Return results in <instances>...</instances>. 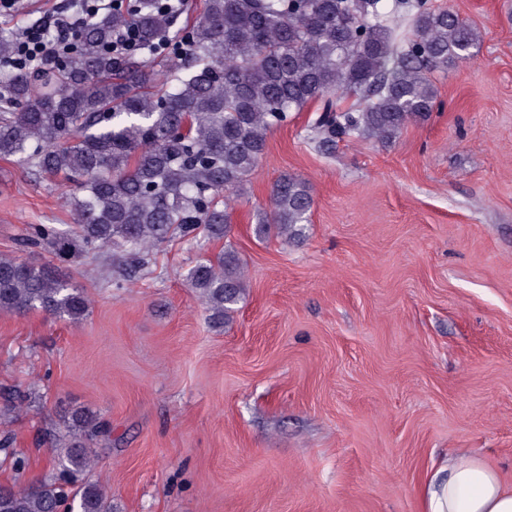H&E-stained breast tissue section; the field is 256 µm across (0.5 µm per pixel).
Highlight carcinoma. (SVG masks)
I'll return each instance as SVG.
<instances>
[{
    "instance_id": "carcinoma-1",
    "label": "carcinoma",
    "mask_w": 512,
    "mask_h": 512,
    "mask_svg": "<svg viewBox=\"0 0 512 512\" xmlns=\"http://www.w3.org/2000/svg\"><path fill=\"white\" fill-rule=\"evenodd\" d=\"M412 35L387 20L379 0H204L182 29L160 0L95 15L74 31V51L50 69L0 73V158L15 159L74 186L65 203L70 232L28 224L24 247L62 260L113 245L141 271L176 234L224 251L190 267L186 280L220 324L244 296L243 261L230 240V197L248 179L268 132L319 102L321 147L349 136L396 141L432 116L429 74L475 56L481 33L426 0H405ZM134 25L132 51L114 55L112 37ZM356 104L342 108L341 96ZM258 236L303 235L312 195L282 175ZM89 298L49 265L0 255V312L83 319ZM75 432L56 471L0 485V512H114L97 481L90 442L104 433L93 415H73Z\"/></svg>"
}]
</instances>
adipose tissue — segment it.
Listing matches in <instances>:
<instances>
[{
	"mask_svg": "<svg viewBox=\"0 0 512 512\" xmlns=\"http://www.w3.org/2000/svg\"><path fill=\"white\" fill-rule=\"evenodd\" d=\"M428 512H512V486L479 457L449 458L428 483Z\"/></svg>",
	"mask_w": 512,
	"mask_h": 512,
	"instance_id": "obj_1",
	"label": "adipose tissue"
}]
</instances>
